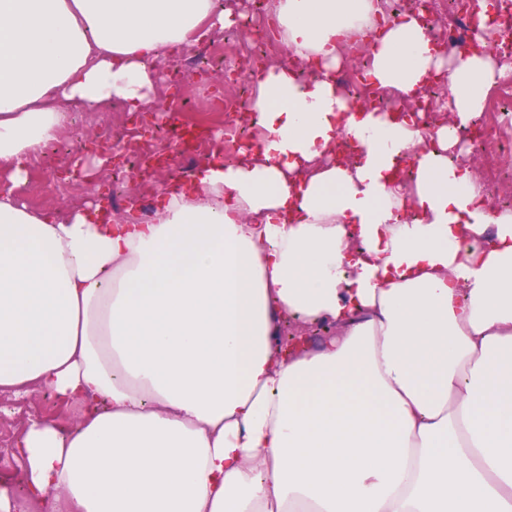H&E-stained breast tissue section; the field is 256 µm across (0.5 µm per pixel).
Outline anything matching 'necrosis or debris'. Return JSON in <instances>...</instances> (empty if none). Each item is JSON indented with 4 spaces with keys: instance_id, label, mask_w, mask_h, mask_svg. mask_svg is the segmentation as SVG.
<instances>
[{
    "instance_id": "1",
    "label": "necrosis or debris",
    "mask_w": 512,
    "mask_h": 512,
    "mask_svg": "<svg viewBox=\"0 0 512 512\" xmlns=\"http://www.w3.org/2000/svg\"><path fill=\"white\" fill-rule=\"evenodd\" d=\"M479 0H380L383 20L389 21L406 12H414L432 24L431 36L440 53L448 59H456L459 52L489 53L499 65L508 69L506 76L491 88L484 115L477 120V131L469 141L475 147L476 155L484 164V179L489 187L487 202L491 207L512 206V196L494 190L500 162L499 142L502 135L512 128V0H493L492 13L496 18L493 37L482 43L473 37L474 16ZM255 10L264 21L266 33L254 47L231 46L224 65L227 74L222 88L210 94L214 110L225 112L228 121L225 149L234 145L249 133V121L245 112L249 107L251 90L242 85L245 73L255 69L257 64L270 63L273 55L282 48L276 36L274 20L268 9L270 0H254ZM447 13V22H440V13ZM336 50L346 61L344 68L336 70L334 83L344 96L355 99L365 107L396 108L403 111L424 108L431 124L446 120L445 113L437 107L439 94L448 84L447 78H440L421 87L414 95H400L382 91L370 83L366 74L371 66V57L363 34L354 32L338 36Z\"/></svg>"
}]
</instances>
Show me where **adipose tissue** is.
Here are the masks:
<instances>
[{
	"instance_id": "ef3b65f1",
	"label": "adipose tissue",
	"mask_w": 512,
	"mask_h": 512,
	"mask_svg": "<svg viewBox=\"0 0 512 512\" xmlns=\"http://www.w3.org/2000/svg\"><path fill=\"white\" fill-rule=\"evenodd\" d=\"M272 9L316 77L268 67L257 147L165 183L140 224L30 209L13 188L72 108L152 110L171 49L240 15L0 0V391L82 407L17 440L26 497L42 512H512V210L453 158L503 71L446 61L414 13L376 25V0ZM351 30L372 35L379 87L447 74L450 123L338 96ZM341 138L359 151L347 167L328 161ZM402 158L416 170L398 186Z\"/></svg>"
}]
</instances>
